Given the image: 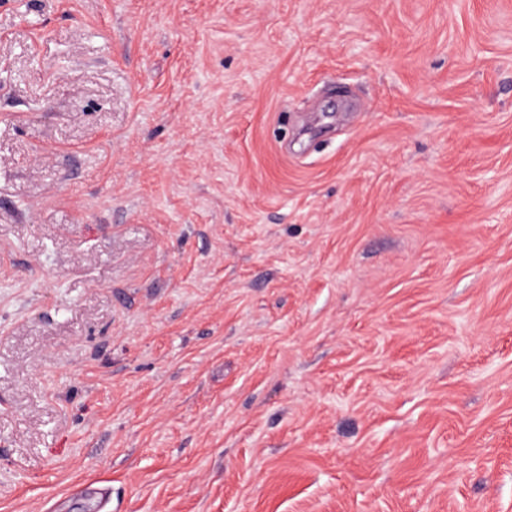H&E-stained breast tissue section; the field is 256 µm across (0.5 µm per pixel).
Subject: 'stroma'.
I'll return each instance as SVG.
<instances>
[{"label":"stroma","instance_id":"obj_1","mask_svg":"<svg viewBox=\"0 0 512 512\" xmlns=\"http://www.w3.org/2000/svg\"><path fill=\"white\" fill-rule=\"evenodd\" d=\"M0 512H512V0H0Z\"/></svg>","mask_w":512,"mask_h":512}]
</instances>
